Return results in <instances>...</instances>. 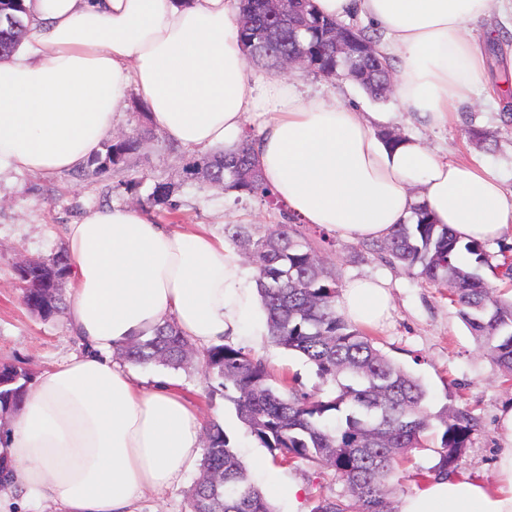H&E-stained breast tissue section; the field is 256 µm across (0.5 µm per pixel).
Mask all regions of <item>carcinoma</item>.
Here are the masks:
<instances>
[{
  "instance_id": "cac0c4a2",
  "label": "carcinoma",
  "mask_w": 512,
  "mask_h": 512,
  "mask_svg": "<svg viewBox=\"0 0 512 512\" xmlns=\"http://www.w3.org/2000/svg\"><path fill=\"white\" fill-rule=\"evenodd\" d=\"M21 2L0 0V59L13 53L25 34ZM248 4L247 8L240 3L237 25L241 43L255 44L253 64L276 69L281 56L300 42L311 47L315 74L334 79L344 72L372 98H387L393 84L389 59L361 53L381 42L377 31L354 21L324 17L312 0H288L289 10L304 15L308 27L285 30L272 43L260 0H248ZM336 28L346 32L358 48L350 64L326 46L324 34ZM149 135L150 130L140 127L108 141L105 154L88 161L87 175L121 173L129 155ZM256 141L254 130L246 127L236 151L185 154L182 172L187 181L220 185L226 193L247 196L279 212L277 224H226L224 239L243 250L254 270L270 341L302 354L334 388L310 394L299 390L293 379L276 387L266 364L244 348L226 342L200 349L173 322L157 327L150 336L131 339L118 353L134 364L174 369L200 359L209 389L224 392L238 419L274 463L305 462L317 472L330 469L344 481V495L315 497L311 512H396L389 494L399 481L400 461L412 450L428 447L426 433L432 420H439L441 427L438 461L416 470L413 478L418 483L456 472V462L476 426L475 417L465 405L432 415L421 381L391 361L374 338L338 311L339 277L302 236L294 224L296 217L264 183L255 161ZM150 197L161 214L178 223L180 204L172 184L155 183ZM414 215L415 223L397 225L379 241L378 250L388 263L447 288L448 299L476 336L483 355L511 381L512 298L498 294L479 269L486 265L496 279L511 283L512 256L504 253L499 263L491 265L482 242H460L448 225L434 223L421 206ZM464 251L474 256V264L459 262ZM68 273L65 252L50 261L36 259L20 266L25 305L43 317L57 313L63 304L59 284ZM29 381L25 370L0 365L1 413L18 411ZM188 499L190 512H273L216 422L205 428L199 476Z\"/></svg>"
}]
</instances>
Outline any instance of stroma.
Wrapping results in <instances>:
<instances>
[{
	"label": "stroma",
	"instance_id": "obj_1",
	"mask_svg": "<svg viewBox=\"0 0 512 512\" xmlns=\"http://www.w3.org/2000/svg\"><path fill=\"white\" fill-rule=\"evenodd\" d=\"M292 80L310 94L336 93L360 111L377 115L378 129L394 130L421 139L442 157L465 160L494 170L507 190H512V114L495 94L498 70H486L477 83L471 104L452 114L444 125H434L403 110L396 95L382 101L371 99L349 79L317 78L312 73L293 72ZM171 141L161 132L143 141L128 162L129 176L140 185L129 191L106 174L92 180L82 170L42 176L0 170V363L18 366L38 377L84 349L67 326L65 314L44 319L23 303L17 269L31 259L50 260L65 250V228L90 211L104 207H131L147 213L157 223L164 216L152 208L149 195L155 183L178 185L185 223L206 225L222 235L225 224H273L277 213L251 199H236L223 189L183 180L182 163ZM342 281L370 276L387 281L391 309L384 322L373 328L380 348L397 364L418 377L428 391L430 413L467 402L477 426L456 464L457 473L478 481L496 477L495 461L500 451L499 413L512 404V385L478 350L477 342L461 320L458 309L444 290L425 283L401 267L385 262L365 241L334 239L329 251ZM237 345L250 350L274 377H291L309 393L326 390L327 384L313 365L299 354L270 342L265 319L246 325ZM180 390L202 410L204 423H219L247 469L255 474L256 460H269L239 421L222 392H209L200 367L168 369ZM284 478L304 484L307 496L301 503L274 495L277 512H310L312 495L333 497L346 490L332 471L314 473L304 463L282 468Z\"/></svg>",
	"mask_w": 512,
	"mask_h": 512
}]
</instances>
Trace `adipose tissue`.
<instances>
[{
	"label": "adipose tissue",
	"instance_id": "ef3b65f1",
	"mask_svg": "<svg viewBox=\"0 0 512 512\" xmlns=\"http://www.w3.org/2000/svg\"><path fill=\"white\" fill-rule=\"evenodd\" d=\"M383 32L405 111L444 124L486 66L471 27L512 0H314ZM21 48L0 60V169L81 167L111 135L129 92L183 147L231 151L251 113L265 182L302 223L346 240H380L416 206L461 241L512 232V191L498 175L449 161L408 137L388 148L373 121L335 95H308L253 73L238 38V0H23ZM70 332L82 354L44 372L0 440V512L16 493L55 512H139L202 453L203 421L174 380L110 358L127 339L175 323L199 346L231 342L257 316L246 270L223 238L185 232L126 208L92 211L65 233ZM341 308L373 326L390 307L383 283L349 282ZM497 479L422 484L400 512H512V406L499 413Z\"/></svg>",
	"mask_w": 512,
	"mask_h": 512
}]
</instances>
